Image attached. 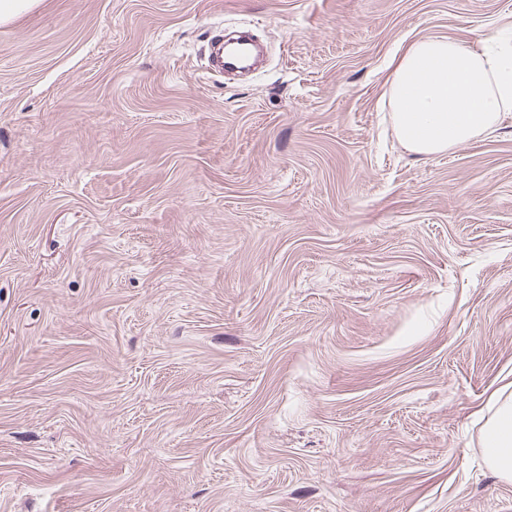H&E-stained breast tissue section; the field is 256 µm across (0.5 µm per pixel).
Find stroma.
<instances>
[{
    "instance_id": "obj_1",
    "label": "stroma",
    "mask_w": 512,
    "mask_h": 512,
    "mask_svg": "<svg viewBox=\"0 0 512 512\" xmlns=\"http://www.w3.org/2000/svg\"><path fill=\"white\" fill-rule=\"evenodd\" d=\"M512 0H41L0 23V512H512V117L409 153L398 47ZM265 48L209 68L217 35ZM478 445L485 466L504 482H512V382L490 396Z\"/></svg>"
}]
</instances>
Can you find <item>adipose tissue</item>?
<instances>
[{
  "label": "adipose tissue",
  "instance_id": "1",
  "mask_svg": "<svg viewBox=\"0 0 512 512\" xmlns=\"http://www.w3.org/2000/svg\"><path fill=\"white\" fill-rule=\"evenodd\" d=\"M392 63L385 101L410 153L452 151L512 117V37L494 32L476 48L426 37L397 49ZM478 445L487 469L512 482V382L492 393Z\"/></svg>",
  "mask_w": 512,
  "mask_h": 512
}]
</instances>
